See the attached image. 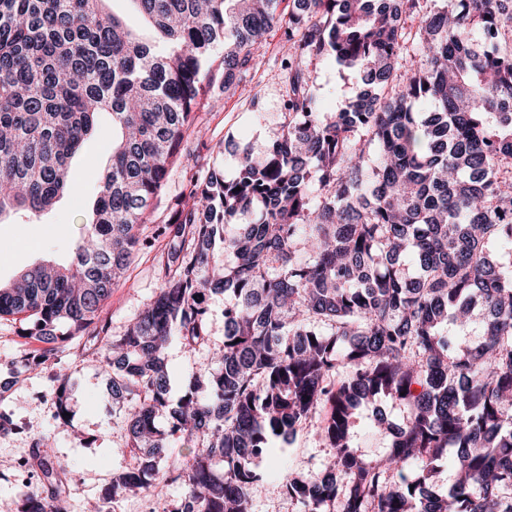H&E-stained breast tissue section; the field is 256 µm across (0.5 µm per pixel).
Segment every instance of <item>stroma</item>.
<instances>
[{
  "mask_svg": "<svg viewBox=\"0 0 512 512\" xmlns=\"http://www.w3.org/2000/svg\"><path fill=\"white\" fill-rule=\"evenodd\" d=\"M281 47V33L273 32L262 49L261 66L236 95L228 98L222 88H214V110L201 113L199 132L189 135L187 153L171 163L157 205L140 228L142 237L152 242V250L133 260L103 309L111 335H122L159 287L155 257L167 242L164 229L175 200L188 193L190 180L199 171L197 158L221 164L225 176L230 177L238 164L234 146L251 144L260 149L276 138L282 100ZM311 72L321 112L333 116L356 87L334 66L316 63ZM100 124V131L85 140L71 161L74 196L60 198L37 217L0 216L1 285H9L35 265L70 261L82 226L92 216L98 176L112 157V137L104 131L108 117H101ZM208 323L209 347L191 353L175 340L165 350L173 397L184 395L188 374L213 368L210 350L224 339L223 296L210 300ZM37 346L33 337L21 335L18 323L0 321V383L11 384L8 392H0V406L13 414L12 426L0 430V500L16 497L22 479L20 465L32 453L30 438L39 435L51 448L54 465L63 471L68 512H90L113 474L136 462L133 449L126 446L125 413L113 404L110 372L95 355L73 342L46 367L24 369L23 358ZM59 376L68 381L71 423L67 426L54 420L52 390ZM326 415V408H319L311 420L298 427L290 442H277L274 459L257 464L259 479L251 494V512H302L301 504L285 494L283 484L289 474L311 476L323 467L330 450L317 429Z\"/></svg>",
  "mask_w": 512,
  "mask_h": 512,
  "instance_id": "stroma-1",
  "label": "stroma"
}]
</instances>
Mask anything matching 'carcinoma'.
<instances>
[{
  "mask_svg": "<svg viewBox=\"0 0 512 512\" xmlns=\"http://www.w3.org/2000/svg\"><path fill=\"white\" fill-rule=\"evenodd\" d=\"M103 2L0 0V216L73 192L70 158L112 118L71 263L0 286V319L44 343L27 369L79 337L112 369V401L133 403L136 463L97 512L171 484L170 512H250L256 462L323 405L330 463L284 485L304 512H512V0H294L286 17L280 0H130L152 39ZM274 28L288 42L278 137L246 148L230 179L215 162L194 178L165 228L159 291L108 336L102 308L144 247L168 165L216 76L235 94ZM315 61L358 85L329 119ZM213 294L227 296L218 366L174 402L164 350L209 345ZM54 395L66 423V380ZM365 415L391 436L383 462L358 453ZM176 433L193 454L165 455ZM31 448L46 486L13 512H64L44 440Z\"/></svg>",
  "mask_w": 512,
  "mask_h": 512,
  "instance_id": "carcinoma-1",
  "label": "carcinoma"
}]
</instances>
